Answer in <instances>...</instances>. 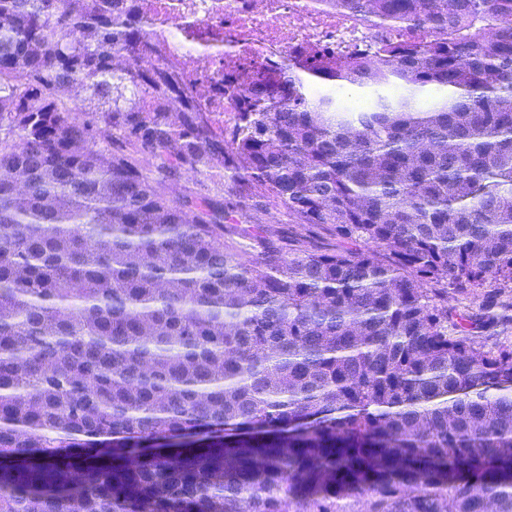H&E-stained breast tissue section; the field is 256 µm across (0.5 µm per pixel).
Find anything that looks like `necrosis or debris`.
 Masks as SVG:
<instances>
[{
  "label": "necrosis or debris",
  "instance_id": "obj_1",
  "mask_svg": "<svg viewBox=\"0 0 512 512\" xmlns=\"http://www.w3.org/2000/svg\"><path fill=\"white\" fill-rule=\"evenodd\" d=\"M145 19L168 58L196 79L204 107L225 123L237 105L224 92V76L244 64L282 63L312 46L347 57L382 40L407 38L342 16L323 0H147Z\"/></svg>",
  "mask_w": 512,
  "mask_h": 512
}]
</instances>
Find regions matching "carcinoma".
I'll return each instance as SVG.
<instances>
[{"mask_svg":"<svg viewBox=\"0 0 512 512\" xmlns=\"http://www.w3.org/2000/svg\"><path fill=\"white\" fill-rule=\"evenodd\" d=\"M138 2L0 0V512H512V347L448 311L512 288V0H323L428 36L246 67L230 125ZM370 91L371 89L341 88L338 85H336V88L333 87L337 106L346 112L359 109V105L364 106L370 98ZM250 216V217H249ZM246 220H251L252 223H243V226L253 225V221L264 226L269 231H288L290 233H304V229L299 224L292 223L289 218L282 212L276 210H270L269 213L255 214L248 212ZM483 291L476 289L469 293L458 294L450 290L448 294V308L463 315H477L484 312L483 309Z\"/></svg>","mask_w":512,"mask_h":512,"instance_id":"1","label":"carcinoma"}]
</instances>
